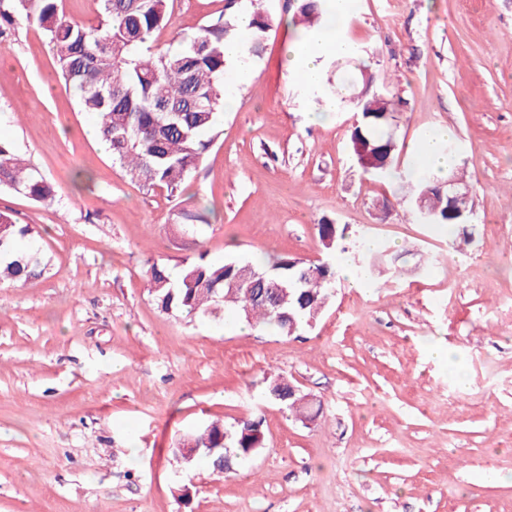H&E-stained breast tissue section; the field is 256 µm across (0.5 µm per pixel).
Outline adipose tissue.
Instances as JSON below:
<instances>
[{
	"instance_id": "1",
	"label": "adipose tissue",
	"mask_w": 512,
	"mask_h": 512,
	"mask_svg": "<svg viewBox=\"0 0 512 512\" xmlns=\"http://www.w3.org/2000/svg\"><path fill=\"white\" fill-rule=\"evenodd\" d=\"M353 48L352 42L337 33L313 35L295 42L289 50L288 69L307 87L319 85L326 59H343Z\"/></svg>"
}]
</instances>
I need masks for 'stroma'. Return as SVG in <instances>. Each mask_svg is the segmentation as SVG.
<instances>
[{"mask_svg": "<svg viewBox=\"0 0 512 512\" xmlns=\"http://www.w3.org/2000/svg\"><path fill=\"white\" fill-rule=\"evenodd\" d=\"M287 0L262 59L181 192L131 181L59 78L38 25L0 44V138L51 184L0 187L45 270L0 284V512H512V0H354L343 30L390 78L396 161L450 128L470 187V235L421 223L394 179L350 154V108L319 114L289 73L304 37ZM225 0H170L153 45L178 46ZM207 208L205 224L182 210ZM330 220L398 254V273L337 278L312 328L257 332L161 310L148 259L324 258ZM451 351L450 370L436 357ZM286 376L320 403L300 421L266 393ZM264 421L234 472L188 465L184 433Z\"/></svg>", "mask_w": 512, "mask_h": 512, "instance_id": "35a3bbf8", "label": "stroma"}]
</instances>
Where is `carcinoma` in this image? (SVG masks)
I'll return each mask as SVG.
<instances>
[{
  "mask_svg": "<svg viewBox=\"0 0 512 512\" xmlns=\"http://www.w3.org/2000/svg\"><path fill=\"white\" fill-rule=\"evenodd\" d=\"M58 0H0V43L10 27L24 19L43 30L56 57L59 74L79 96L81 108L95 115L101 139L112 161L133 181L148 188H163L173 195L194 170L208 142L202 134L212 129L224 103L223 77L227 68L224 43L240 37L233 12L227 5L224 20L180 39L175 50L158 51L151 45L156 30L168 23L169 0H99L100 13L93 24L78 23L60 13ZM328 22L325 0H296L291 23L310 33ZM276 18L256 12L245 46L249 59H258L265 36ZM358 124L351 133L354 159L369 175L402 179L395 161L378 167L385 155L395 156L389 120L394 103L384 94L355 100ZM387 154H382L381 146ZM0 186L20 192L37 203L52 200L53 189L33 167L23 163L11 143L0 139ZM415 218L419 206L436 226H466L471 211L463 196L448 214V191L432 176L414 180L410 199ZM29 227L0 212V282H26L43 271L36 250L21 252L18 241ZM317 233L325 250L347 253L356 244H343L344 229L322 222ZM149 292L163 311L224 320L236 311L252 328L288 334V316L296 330L315 322L334 296L336 266L328 262L305 263L288 256H270L256 264L228 260L213 263L203 253L186 257L181 273L171 280L165 265L152 260L147 270ZM285 287L279 292L270 287ZM263 422L243 418L231 427L219 422L200 432L184 434L179 443L199 448L211 462L228 463L250 456L265 444Z\"/></svg>",
  "mask_w": 512,
  "mask_h": 512,
  "instance_id": "1",
  "label": "carcinoma"
}]
</instances>
